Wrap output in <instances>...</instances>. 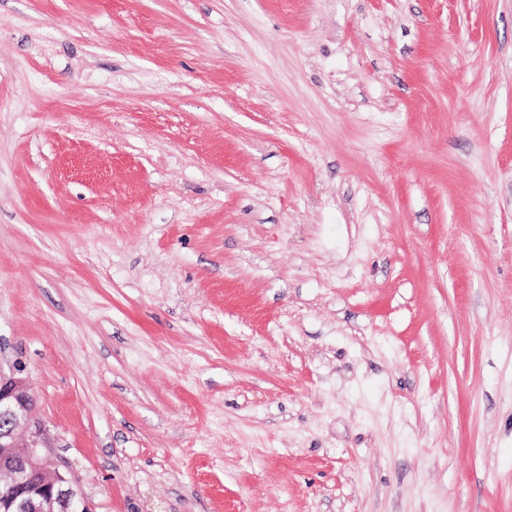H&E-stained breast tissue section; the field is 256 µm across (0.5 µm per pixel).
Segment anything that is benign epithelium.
Returning <instances> with one entry per match:
<instances>
[{"label": "benign epithelium", "mask_w": 512, "mask_h": 512, "mask_svg": "<svg viewBox=\"0 0 512 512\" xmlns=\"http://www.w3.org/2000/svg\"><path fill=\"white\" fill-rule=\"evenodd\" d=\"M34 409L25 368L0 372V512H93L79 481L43 452L52 442Z\"/></svg>", "instance_id": "1"}]
</instances>
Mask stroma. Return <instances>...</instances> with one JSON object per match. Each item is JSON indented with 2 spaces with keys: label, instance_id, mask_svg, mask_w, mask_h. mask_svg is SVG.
Here are the masks:
<instances>
[{
  "label": "stroma",
  "instance_id": "35a3bbf8",
  "mask_svg": "<svg viewBox=\"0 0 512 512\" xmlns=\"http://www.w3.org/2000/svg\"><path fill=\"white\" fill-rule=\"evenodd\" d=\"M95 512H512V0H0V367Z\"/></svg>",
  "mask_w": 512,
  "mask_h": 512
}]
</instances>
